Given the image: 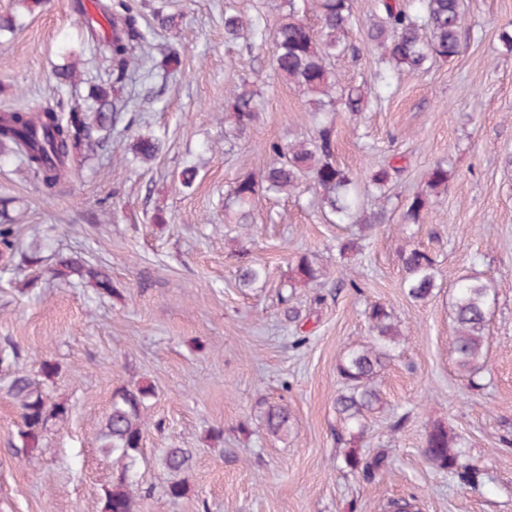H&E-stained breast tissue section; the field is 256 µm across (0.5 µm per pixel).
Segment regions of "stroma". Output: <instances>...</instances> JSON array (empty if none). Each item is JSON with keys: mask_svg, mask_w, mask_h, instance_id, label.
I'll list each match as a JSON object with an SVG mask.
<instances>
[{"mask_svg": "<svg viewBox=\"0 0 512 512\" xmlns=\"http://www.w3.org/2000/svg\"><path fill=\"white\" fill-rule=\"evenodd\" d=\"M135 3L155 50L178 53L180 63L168 77L135 84L136 111L118 118L125 134L86 153L52 197L15 162L0 161V200H8L22 243L42 237L49 255L27 289L15 267L0 263V344L18 350L11 366L0 365V512H100L116 471L99 429L113 390L145 382L156 396L136 475L138 512H382L410 494L420 512H512V52L501 41L512 34V0H467L455 57L394 75L360 115L336 112L340 166L363 181L385 158L399 168L386 224L361 254L345 257L336 245L352 228L329 223L308 182L298 193L259 197L248 223L224 221L225 194L259 170L266 144L314 133L309 94L276 76L271 48L224 43L225 9L271 21L285 11L283 0ZM355 5L350 37L360 54L337 66L345 85L368 79L381 54L367 38L372 0ZM8 13L19 21L0 35V109L56 102L66 111L90 82L108 79L86 53L79 68L87 81L57 86L60 48L80 40L73 0H44L31 12L0 0V15ZM244 82L259 96L260 116L246 139L228 142V91ZM145 129L163 151L129 164L133 137ZM439 162L448 168L446 187L429 198L420 223H401L403 203ZM189 164L198 176L186 188L179 173ZM414 246L436 264L435 294L423 302L403 288L400 251ZM57 251L102 266L115 295L53 277ZM311 252L327 269L322 285L286 289L291 264ZM250 258L267 275L256 287H238L236 269ZM466 274L496 290L475 387L458 373L451 349V290ZM346 276L355 286L343 284ZM378 303L404 337L375 380L382 407L354 440L335 408L338 363L348 348L370 342L365 311ZM290 308L308 334L300 347ZM44 360L56 367L45 390L70 413L48 427L42 450L17 456L21 415L7 387ZM268 404L287 407L288 439L267 434ZM436 422L463 438L481 471L478 486L425 460V434ZM170 448L192 450L187 470L164 468ZM352 448L386 452L391 465L365 483L344 464ZM177 480L188 490L168 498Z\"/></svg>", "mask_w": 512, "mask_h": 512, "instance_id": "stroma-1", "label": "stroma"}]
</instances>
